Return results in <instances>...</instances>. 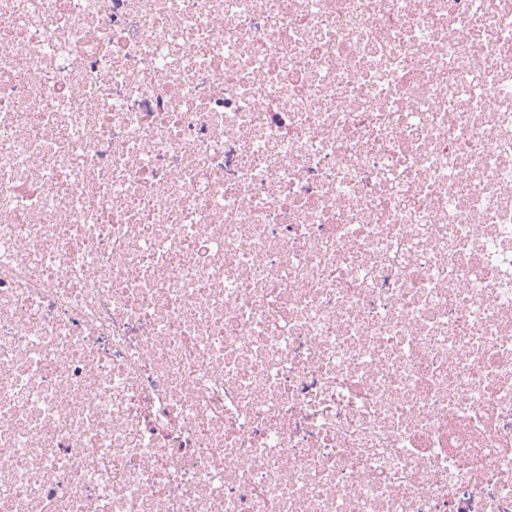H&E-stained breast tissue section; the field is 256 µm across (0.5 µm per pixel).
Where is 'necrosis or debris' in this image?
<instances>
[{"label":"necrosis or debris","mask_w":512,"mask_h":512,"mask_svg":"<svg viewBox=\"0 0 512 512\" xmlns=\"http://www.w3.org/2000/svg\"><path fill=\"white\" fill-rule=\"evenodd\" d=\"M0 512H512V0H0Z\"/></svg>","instance_id":"4bbe7bcc"}]
</instances>
